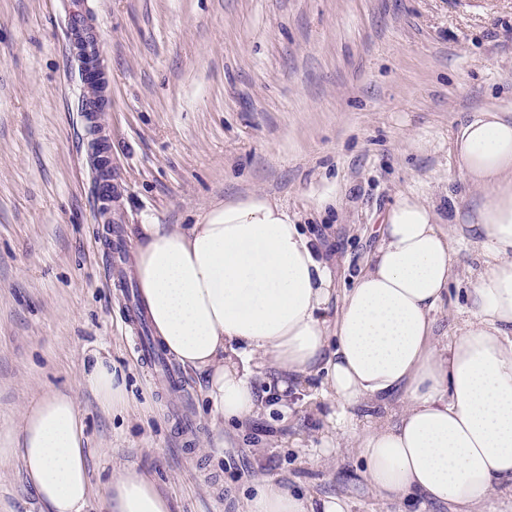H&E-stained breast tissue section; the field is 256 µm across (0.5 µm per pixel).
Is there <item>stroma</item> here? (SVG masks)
I'll return each instance as SVG.
<instances>
[{
    "mask_svg": "<svg viewBox=\"0 0 512 512\" xmlns=\"http://www.w3.org/2000/svg\"><path fill=\"white\" fill-rule=\"evenodd\" d=\"M68 0H0V442L25 409L74 392L91 496L116 468L148 475L170 512H244L262 479L350 512H413L377 500L340 444L317 378L263 397L214 433L197 377L173 380L137 351L107 231L194 224L263 194L298 215L336 273L329 318L381 245L398 194L440 215L470 210L452 145L475 111L512 118V0H81L109 106L89 123ZM106 144L115 186L95 191ZM446 333L468 306L478 245L460 227ZM128 395L105 410L81 386L93 355ZM224 446L214 450V437ZM0 512H42L19 459L0 462Z\"/></svg>",
    "mask_w": 512,
    "mask_h": 512,
    "instance_id": "obj_1",
    "label": "stroma"
}]
</instances>
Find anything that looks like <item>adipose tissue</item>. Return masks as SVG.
I'll return each mask as SVG.
<instances>
[{"label": "adipose tissue", "mask_w": 512, "mask_h": 512, "mask_svg": "<svg viewBox=\"0 0 512 512\" xmlns=\"http://www.w3.org/2000/svg\"><path fill=\"white\" fill-rule=\"evenodd\" d=\"M454 151L480 188L463 222L484 268L473 306L453 335L431 317L454 273L453 241L434 206L399 195L382 244L345 295L325 311L333 271L287 207L253 194L207 210L195 224H138L132 276L161 348L202 379L213 429L257 414V380L289 382L325 371L320 395L339 408L405 404L372 418L347 445L381 498L451 512H512V121L481 110ZM85 384L107 409L127 402L121 376L96 357ZM76 398L52 393L23 416L0 461L19 458L45 512H87L91 481ZM97 512H170L146 475L114 472ZM246 512H348L335 496L300 497L272 480Z\"/></svg>", "instance_id": "ef3b65f1"}]
</instances>
